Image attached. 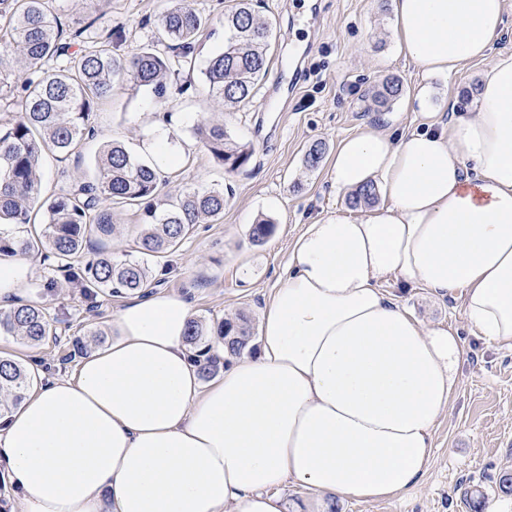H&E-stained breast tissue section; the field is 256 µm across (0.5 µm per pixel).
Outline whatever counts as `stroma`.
Returning <instances> with one entry per match:
<instances>
[{"instance_id": "1", "label": "stroma", "mask_w": 512, "mask_h": 512, "mask_svg": "<svg viewBox=\"0 0 512 512\" xmlns=\"http://www.w3.org/2000/svg\"><path fill=\"white\" fill-rule=\"evenodd\" d=\"M214 23L196 52L193 69L172 75L164 96L116 81L111 103L95 107V138L88 144L118 141L135 155L160 133H167L173 163L172 180L156 203L165 207L189 188H225L224 217L215 224L196 225L169 258L167 270H155L162 291L183 295L195 318L207 323L245 316L258 327L261 312L281 282L288 252L303 225L322 212L336 210L362 215L349 196L336 192L327 163L307 169L304 154L310 144L323 142L334 150L338 141L376 125L398 131L419 127L422 115L409 99L421 84L413 62L396 45L390 0H257L255 9L267 20L273 35L261 76L251 98L218 108L203 74L212 52L224 46L222 19L236 0H191ZM172 0H112L100 20L103 29L119 34L118 54L129 56L156 46L155 32ZM303 54L302 77L287 88L283 76L294 51ZM483 63L467 64L452 76L429 79L430 111L464 112L473 106ZM398 78L402 95L380 107L374 93L381 81ZM209 119L223 123L253 153L238 172H225L192 133ZM88 156L59 161L46 156L45 190L53 192L83 180ZM269 217L273 233L262 244L249 238L252 224ZM53 290H45L46 282ZM385 289L424 323L456 331L464 354L458 366V389L447 413L434 430V448L422 484L400 498L355 502L337 498L339 512H470L464 502L472 494L496 512H512V493L498 488L502 474L512 473V349L489 346L477 339L466 322L460 298L440 297L420 286L386 283ZM29 299L42 305L52 320L61 322L57 338L31 347L13 336H0V353L21 362L30 372L47 377L71 374L74 362L65 356L73 338L98 346V332L110 329L123 296L99 298L93 317L86 302L67 287L62 273L41 258L32 261Z\"/></svg>"}]
</instances>
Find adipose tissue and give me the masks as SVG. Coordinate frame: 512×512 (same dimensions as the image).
<instances>
[{"label": "adipose tissue", "mask_w": 512, "mask_h": 512, "mask_svg": "<svg viewBox=\"0 0 512 512\" xmlns=\"http://www.w3.org/2000/svg\"><path fill=\"white\" fill-rule=\"evenodd\" d=\"M423 77L484 62L475 105L400 134L342 139L336 190L375 187L364 215L329 211L295 238L258 351L203 381L177 293L126 302L112 338L0 416L10 512H281L272 487L386 501L417 487L458 385L455 333L382 290L461 296L472 333L512 347V0H391ZM29 258L0 259V303Z\"/></svg>", "instance_id": "1"}]
</instances>
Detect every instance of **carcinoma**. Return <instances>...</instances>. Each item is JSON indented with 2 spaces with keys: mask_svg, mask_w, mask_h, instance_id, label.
<instances>
[{
  "mask_svg": "<svg viewBox=\"0 0 512 512\" xmlns=\"http://www.w3.org/2000/svg\"><path fill=\"white\" fill-rule=\"evenodd\" d=\"M50 2L0 0V106H20L0 125V223H31L37 203L45 215L44 230L33 240L0 234V255L39 254L90 300L123 291L143 294L151 285L149 259L177 251L195 225L224 217V189H188L171 208L159 210L154 199L168 177L123 144L112 142L96 158L91 178L44 197L41 161L47 152L62 158L81 153L94 131L93 109L112 99L115 76L126 75L133 85L162 94L168 76L195 61L194 48L210 21L187 0H176L158 27V40L170 54L143 48L126 58L112 50L113 32L98 33V18L71 32L52 16ZM90 34L95 38L91 45ZM270 37L271 26L255 14L252 0H238L236 9L224 15V49L214 53L205 68L216 100L239 103L252 96L256 79L267 69ZM401 92V83L387 78L375 98L385 104ZM194 132L229 173L251 156V148L234 140L220 123L200 122ZM323 154V143L311 144L305 166L317 168ZM114 205L138 213L137 257L119 259L104 245L116 234ZM273 230L274 222L263 218L251 226L250 238L261 244ZM0 334L38 346L56 334V328L45 308L25 303L0 309ZM252 337L241 315L213 326L195 318L186 335L192 348H201L199 372L204 379L241 355ZM30 385L26 367L1 356L0 414L21 403Z\"/></svg>",
  "mask_w": 512,
  "mask_h": 512,
  "instance_id": "1",
  "label": "carcinoma"
}]
</instances>
